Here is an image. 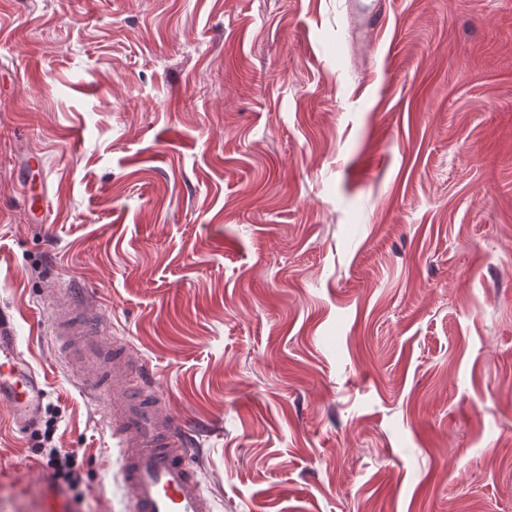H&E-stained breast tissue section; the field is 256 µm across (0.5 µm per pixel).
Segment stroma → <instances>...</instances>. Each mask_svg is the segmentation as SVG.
I'll use <instances>...</instances> for the list:
<instances>
[{"label":"stroma","mask_w":512,"mask_h":512,"mask_svg":"<svg viewBox=\"0 0 512 512\" xmlns=\"http://www.w3.org/2000/svg\"><path fill=\"white\" fill-rule=\"evenodd\" d=\"M387 9L360 47L345 0H0V309L73 512L128 491L52 284L150 366L216 512H512V0ZM41 440L0 407V512H44ZM47 465L53 470L55 480L69 490L77 491L81 482L78 455L74 451L51 448L45 454Z\"/></svg>","instance_id":"35a3bbf8"}]
</instances>
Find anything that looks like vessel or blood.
Here are the masks:
<instances>
[{"label":"vessel or blood","mask_w":512,"mask_h":512,"mask_svg":"<svg viewBox=\"0 0 512 512\" xmlns=\"http://www.w3.org/2000/svg\"><path fill=\"white\" fill-rule=\"evenodd\" d=\"M353 41L381 33L389 16L384 0H349ZM62 358L84 391L109 414L110 433L123 448L121 470L128 512H216L197 479L198 453L171 412V401L119 337L101 341L102 317L83 297L50 291ZM46 382L22 351L12 316L0 313V407L19 431L41 420Z\"/></svg>","instance_id":"1"}]
</instances>
